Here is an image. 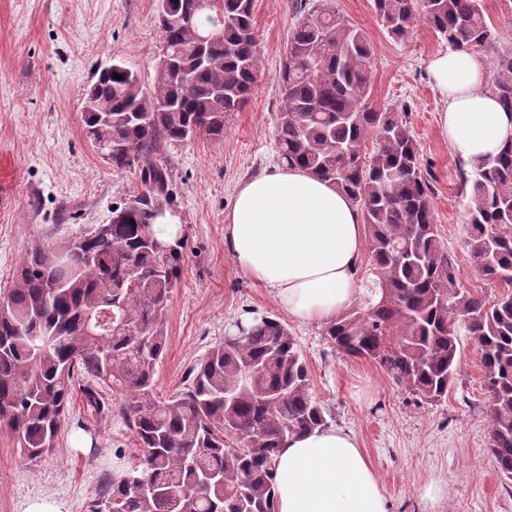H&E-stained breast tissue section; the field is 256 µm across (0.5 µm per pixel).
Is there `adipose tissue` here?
I'll return each mask as SVG.
<instances>
[{"instance_id":"adipose-tissue-1","label":"adipose tissue","mask_w":512,"mask_h":512,"mask_svg":"<svg viewBox=\"0 0 512 512\" xmlns=\"http://www.w3.org/2000/svg\"><path fill=\"white\" fill-rule=\"evenodd\" d=\"M427 72L446 102L442 133L469 167L512 142V111L488 89L475 54L438 53ZM363 233L356 208L336 186L285 165L237 187L224 246L290 316L328 322L359 295ZM274 478L275 512H387L355 437L340 429L289 436Z\"/></svg>"}]
</instances>
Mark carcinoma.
Masks as SVG:
<instances>
[{
	"mask_svg": "<svg viewBox=\"0 0 512 512\" xmlns=\"http://www.w3.org/2000/svg\"><path fill=\"white\" fill-rule=\"evenodd\" d=\"M189 2L157 0L163 45L151 87L114 63L86 94V134L142 191L112 211L104 233L34 248L0 297V427L29 460L56 448L78 376L97 381L82 389L91 417L112 414L104 388L131 396L119 413L139 462L107 482L93 512H275V459L285 438L326 426L292 331L270 316L237 324L238 334L191 366L174 398L152 397L183 261L179 243L156 248L153 219L170 184L162 149L197 134L223 139L260 72L255 0H213L192 25L183 19ZM373 7L397 38L421 17L450 50H486L496 40L483 0ZM208 29L215 36L202 46ZM371 59L364 34L335 11L303 9L276 76L281 162L341 189L368 236L364 298L323 335L337 353L375 361L429 404L448 397L460 333L470 336L490 402V452L512 480V145L460 173L470 263L507 287L491 297L457 279L407 123L369 105ZM491 91L512 109V52L496 56Z\"/></svg>",
	"mask_w": 512,
	"mask_h": 512,
	"instance_id": "carcinoma-1",
	"label": "carcinoma"
}]
</instances>
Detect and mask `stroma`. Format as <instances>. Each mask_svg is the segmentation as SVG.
Masks as SVG:
<instances>
[{"instance_id": "1", "label": "stroma", "mask_w": 512, "mask_h": 512, "mask_svg": "<svg viewBox=\"0 0 512 512\" xmlns=\"http://www.w3.org/2000/svg\"><path fill=\"white\" fill-rule=\"evenodd\" d=\"M294 4L255 0L261 74L241 111L229 117L223 139L201 134L167 148L170 194L161 206L184 227V265L167 307V349L154 395L173 397L187 369L237 322L277 317L298 341L327 424L355 436L388 512H512V481L500 476L488 447L490 407L470 341L461 343V368L447 399L421 402L374 361L332 351L322 323L289 317L224 246L237 184L279 163L282 99L275 75L299 17ZM334 5L372 45L371 104L399 112L416 141L431 175L440 239L459 281L496 293L469 260L467 198L459 187L465 163L441 134L445 102L427 75L444 44L421 19L405 38H392L372 0ZM485 17L498 34L494 49L480 56L489 69L496 54L512 52V0H485ZM160 46L156 0H0V196L12 200L0 211V293L33 248L110 223L113 209L138 193L135 175L113 170L86 137L84 97L96 72L117 62L151 85ZM139 454L120 415L86 416L81 391L73 389L57 447L41 462L26 459L0 429V512H22L36 498L61 503L63 512H91L104 483L134 467ZM432 481L447 491L433 506L422 497Z\"/></svg>"}]
</instances>
